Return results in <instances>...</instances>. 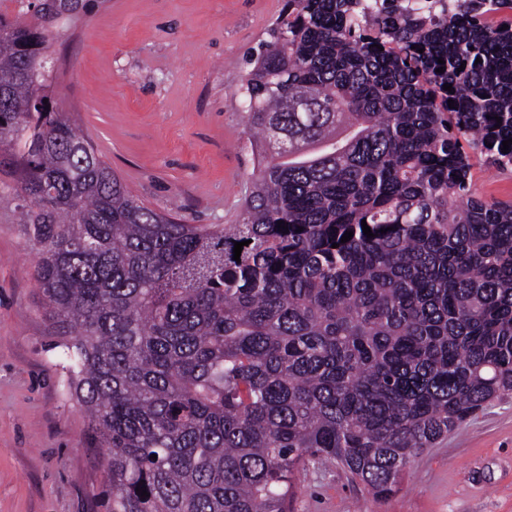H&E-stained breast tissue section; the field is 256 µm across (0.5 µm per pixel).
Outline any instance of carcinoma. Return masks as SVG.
<instances>
[{"label":"carcinoma","instance_id":"1","mask_svg":"<svg viewBox=\"0 0 512 512\" xmlns=\"http://www.w3.org/2000/svg\"><path fill=\"white\" fill-rule=\"evenodd\" d=\"M70 1L0 14V202L105 512H286L311 460L382 497L512 395V201L471 189L474 157L512 168V0H288L242 85L257 165L227 228L147 207L51 101Z\"/></svg>","mask_w":512,"mask_h":512}]
</instances>
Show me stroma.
Returning a JSON list of instances; mask_svg holds the SVG:
<instances>
[{
	"label": "stroma",
	"instance_id": "35a3bbf8",
	"mask_svg": "<svg viewBox=\"0 0 512 512\" xmlns=\"http://www.w3.org/2000/svg\"><path fill=\"white\" fill-rule=\"evenodd\" d=\"M286 0H94L53 45L55 94L143 203L232 224L254 156L248 59ZM473 191L512 200V170L476 161ZM21 215L0 206V512H105V470L67 395L30 277ZM288 512H512V396L412 458L375 496L333 463L294 474Z\"/></svg>",
	"mask_w": 512,
	"mask_h": 512
}]
</instances>
